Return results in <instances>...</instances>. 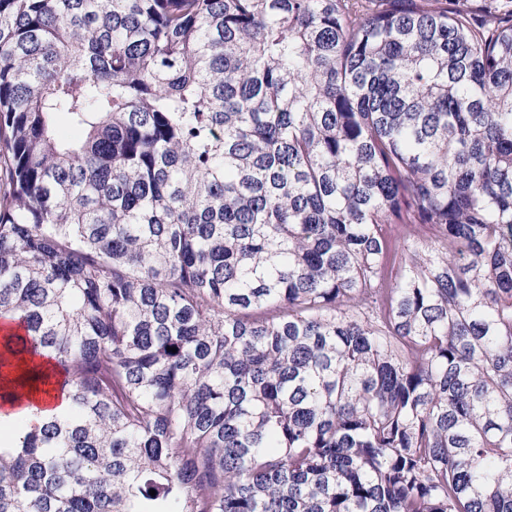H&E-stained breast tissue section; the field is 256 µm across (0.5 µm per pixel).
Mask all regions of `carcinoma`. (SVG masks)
<instances>
[{"instance_id": "cac0c4a2", "label": "carcinoma", "mask_w": 512, "mask_h": 512, "mask_svg": "<svg viewBox=\"0 0 512 512\" xmlns=\"http://www.w3.org/2000/svg\"><path fill=\"white\" fill-rule=\"evenodd\" d=\"M0 321V512H512V5L0 0Z\"/></svg>"}]
</instances>
